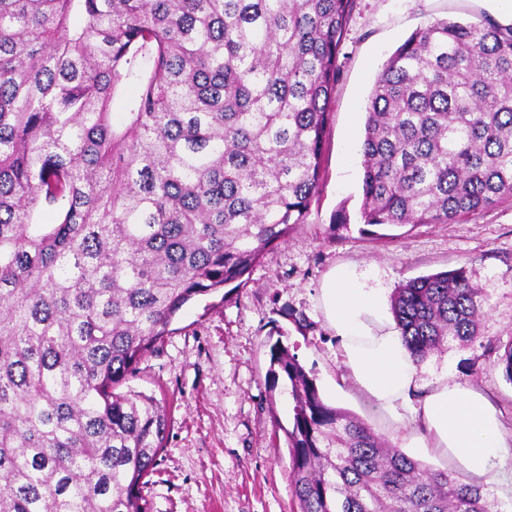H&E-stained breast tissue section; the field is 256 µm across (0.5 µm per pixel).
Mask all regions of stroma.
<instances>
[{"instance_id":"stroma-1","label":"stroma","mask_w":512,"mask_h":512,"mask_svg":"<svg viewBox=\"0 0 512 512\" xmlns=\"http://www.w3.org/2000/svg\"><path fill=\"white\" fill-rule=\"evenodd\" d=\"M489 0H356L339 55L319 194L304 223L270 248L246 285L195 298L139 361L123 390L154 396L169 423L155 474L144 489L151 512H294L284 427L285 384L268 379L270 348L288 346L323 399L399 445L401 428L364 395L340 362L320 298L331 270L377 272L395 289L420 275L465 268L485 300L477 336L449 342L420 363L424 382L447 372L489 397L511 446L512 382L498 364L512 343V198L455 224L369 226L360 218L367 99L395 50L446 18L496 19ZM347 226L334 223L338 211Z\"/></svg>"}]
</instances>
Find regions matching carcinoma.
Listing matches in <instances>:
<instances>
[{
  "mask_svg": "<svg viewBox=\"0 0 512 512\" xmlns=\"http://www.w3.org/2000/svg\"><path fill=\"white\" fill-rule=\"evenodd\" d=\"M355 3L0 0V512H151L166 413L116 389L187 303L246 284L304 223ZM366 114L364 224L511 198L512 25L413 32ZM482 312L463 267L392 298L417 363ZM269 378L293 402L296 512H491L480 485L326 404L279 343Z\"/></svg>",
  "mask_w": 512,
  "mask_h": 512,
  "instance_id": "cac0c4a2",
  "label": "carcinoma"
}]
</instances>
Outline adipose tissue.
<instances>
[{
  "mask_svg": "<svg viewBox=\"0 0 512 512\" xmlns=\"http://www.w3.org/2000/svg\"><path fill=\"white\" fill-rule=\"evenodd\" d=\"M343 364L378 408L475 478L490 476L507 446L498 411L482 393L440 375L426 384L384 304L378 274L343 267L322 288Z\"/></svg>",
  "mask_w": 512,
  "mask_h": 512,
  "instance_id": "1",
  "label": "adipose tissue"
}]
</instances>
